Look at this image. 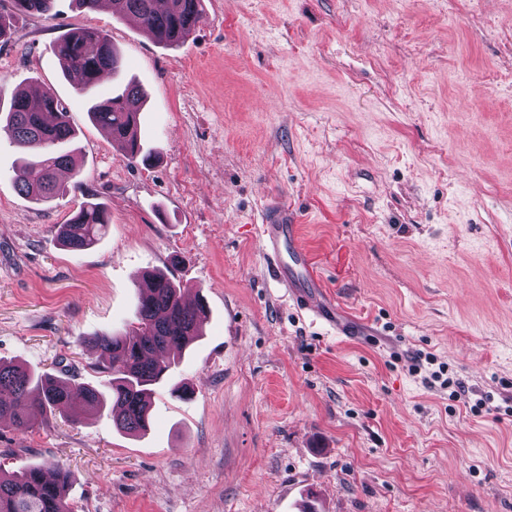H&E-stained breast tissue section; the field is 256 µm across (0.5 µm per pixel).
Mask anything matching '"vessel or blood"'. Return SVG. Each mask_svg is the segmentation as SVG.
Instances as JSON below:
<instances>
[{
  "label": "vessel or blood",
  "instance_id": "b4317fda",
  "mask_svg": "<svg viewBox=\"0 0 512 512\" xmlns=\"http://www.w3.org/2000/svg\"><path fill=\"white\" fill-rule=\"evenodd\" d=\"M257 232L262 252L275 262L278 284L297 307L313 319L338 324L337 304L327 296L322 279L300 245L297 227L288 220L287 207H272Z\"/></svg>",
  "mask_w": 512,
  "mask_h": 512
}]
</instances>
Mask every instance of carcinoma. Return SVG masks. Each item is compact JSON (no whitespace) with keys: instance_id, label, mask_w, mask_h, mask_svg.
Wrapping results in <instances>:
<instances>
[{"instance_id":"obj_1","label":"carcinoma","mask_w":512,"mask_h":512,"mask_svg":"<svg viewBox=\"0 0 512 512\" xmlns=\"http://www.w3.org/2000/svg\"><path fill=\"white\" fill-rule=\"evenodd\" d=\"M53 2L13 0V11L43 15L51 11ZM110 2L113 13L136 18L156 43L166 47L181 45L183 36L194 31L205 17L204 0H166L167 8L162 12L156 10V0ZM53 51L63 76L85 96L93 95L101 79L121 67L108 33L96 27L68 31L57 40ZM143 98L140 86L128 83L110 97L92 99L89 112L125 157L149 166L152 158L142 154L133 130ZM0 133L28 155L15 175L25 197L42 202L66 195L67 187L59 183L57 171L71 166L72 159L59 147L70 143L74 130L50 90L41 92L36 109L26 91H15L5 119H0ZM109 223L107 209L89 194L69 222L60 225L58 237L64 247L78 252L92 246ZM207 316L208 308L184 302L181 288L166 274H147L128 331L94 340L107 362L104 369L111 375L110 394L49 374L37 376L18 361L0 360V423L21 432L33 428L27 401L36 392L42 408L72 421L107 407L116 429L129 434L146 430L154 386L174 363L169 355L182 352L200 336ZM69 485L70 473L57 465L33 464L8 474L0 469V512H73L67 499Z\"/></svg>"}]
</instances>
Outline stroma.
I'll list each match as a JSON object with an SVG mask.
<instances>
[{
	"label": "stroma",
	"mask_w": 512,
	"mask_h": 512,
	"mask_svg": "<svg viewBox=\"0 0 512 512\" xmlns=\"http://www.w3.org/2000/svg\"><path fill=\"white\" fill-rule=\"evenodd\" d=\"M184 44L56 0L0 41V102L52 90L76 137L69 193H19L0 139V359L107 389L93 340L133 321L161 270L210 316L151 398L145 432L108 411L0 426V468L70 473L75 512H512V0H205ZM107 31L145 92L130 162L53 45ZM83 180V191L73 190ZM111 222L72 252L84 193ZM369 334L311 321L256 234L272 196ZM465 386L454 401L432 374ZM190 385L183 400L170 389ZM491 397L494 410L470 403Z\"/></svg>",
	"instance_id": "obj_1"
}]
</instances>
